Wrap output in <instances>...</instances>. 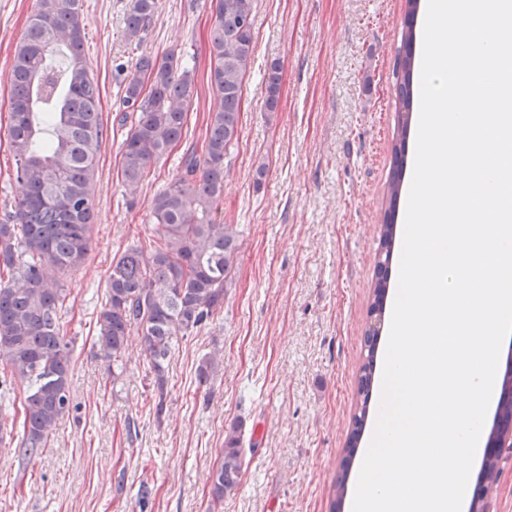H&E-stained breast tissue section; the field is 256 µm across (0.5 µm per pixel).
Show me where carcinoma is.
Listing matches in <instances>:
<instances>
[{
	"label": "carcinoma",
	"instance_id": "1",
	"mask_svg": "<svg viewBox=\"0 0 512 512\" xmlns=\"http://www.w3.org/2000/svg\"><path fill=\"white\" fill-rule=\"evenodd\" d=\"M401 46L393 74L401 107L392 140L389 209L379 234L370 314L382 317L389 287V262L396 240V205L403 191L414 99L416 20L420 0H405ZM83 0H35L24 34L14 50L11 81L10 143L15 175L24 195L0 214V358L12 372L31 380L26 397L22 447L34 456L70 406L69 343L60 323L66 289L51 272L64 274L85 260L95 223L92 183L103 138L100 91L84 54ZM209 79L215 106L209 112L201 148L181 155L180 173L151 202L155 236L149 248L130 245L112 259L107 301L98 314L99 347L117 363L127 337L140 336L148 373L159 389L157 415L164 410V381L171 338L201 329L224 307L239 257L235 224L216 219L224 197V170L238 139L244 79L253 58L254 0H211ZM157 0H130L123 38L140 44ZM121 112L127 128L121 143L120 177L134 194L160 160L181 141L195 83L175 53L138 55L113 65ZM280 67L267 69L264 108L278 109ZM378 331L364 336L360 407L352 438L333 485L330 512H343L348 475L370 408ZM512 425V401H497L489 435ZM243 472L242 426L226 432L219 466L212 474L216 501L235 489ZM498 477V462L483 459L482 495Z\"/></svg>",
	"mask_w": 512,
	"mask_h": 512
}]
</instances>
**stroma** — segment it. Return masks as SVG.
Wrapping results in <instances>:
<instances>
[{
  "mask_svg": "<svg viewBox=\"0 0 512 512\" xmlns=\"http://www.w3.org/2000/svg\"><path fill=\"white\" fill-rule=\"evenodd\" d=\"M129 0H83L84 52L99 84L103 141L96 222L84 264L62 276L71 406L43 453L20 446L29 382L0 367V512H329L352 431L375 254L390 177L393 59L404 0H256L254 62L219 219L238 225L239 261L223 308L171 341L166 411L138 336L121 373L99 350L107 271L128 245H148L154 195L176 179L182 148L202 143L209 82L210 0H158L138 48L122 37ZM34 0H0V75L10 74ZM176 53L195 93L179 150L151 166L135 200L120 178L123 130L112 64ZM281 66L278 111L264 75ZM10 84L0 82V202L23 193L10 145ZM221 354L216 373L196 369ZM242 426L240 484L213 500L210 475L232 424ZM152 495L138 502L141 483Z\"/></svg>",
  "mask_w": 512,
  "mask_h": 512,
  "instance_id": "stroma-1",
  "label": "stroma"
}]
</instances>
